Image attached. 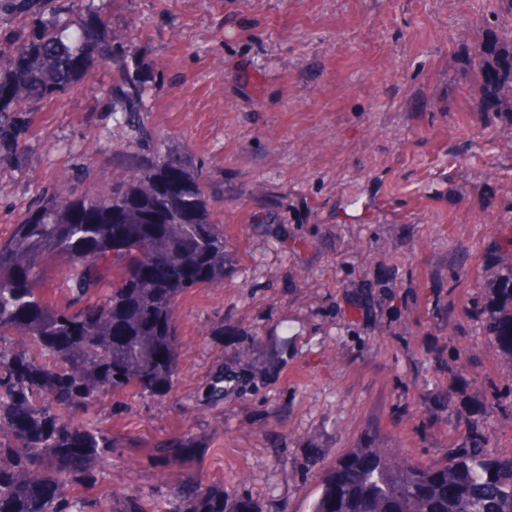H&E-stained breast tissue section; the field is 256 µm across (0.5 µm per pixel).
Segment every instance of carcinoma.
Returning <instances> with one entry per match:
<instances>
[{"label":"carcinoma","instance_id":"1","mask_svg":"<svg viewBox=\"0 0 512 512\" xmlns=\"http://www.w3.org/2000/svg\"><path fill=\"white\" fill-rule=\"evenodd\" d=\"M0 0L13 25L0 37V170L27 159L30 104L70 89L96 61L112 63V111L140 137L134 177L71 199L44 194L0 237V512H87L69 497L109 469L112 433L91 418L102 399L132 390L165 399L178 375L177 309L190 288L224 281L232 262L224 228L184 151L167 149L142 117L148 84L132 41L102 37L105 18L87 0ZM59 256L66 297L50 298L42 265ZM107 295L94 298L104 282ZM489 343L512 354V273L487 294ZM224 397L223 370L204 399ZM475 432L442 466L422 467L364 441L321 479L310 512H512V450L485 451ZM201 446L179 435L152 446L166 465ZM95 512H252L249 500L187 472L159 507L117 492Z\"/></svg>","mask_w":512,"mask_h":512}]
</instances>
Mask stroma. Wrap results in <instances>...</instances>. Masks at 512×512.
<instances>
[{
  "label": "stroma",
  "instance_id": "1",
  "mask_svg": "<svg viewBox=\"0 0 512 512\" xmlns=\"http://www.w3.org/2000/svg\"><path fill=\"white\" fill-rule=\"evenodd\" d=\"M93 7L163 74L146 125L193 154L234 260L180 300L168 398L99 412L120 442L112 482L73 496L166 501L148 449L182 434L204 443L193 472L254 512H309L365 437L438 466L477 412L488 451L512 448V361L470 305L512 271V0ZM34 109L27 163L0 173V236L45 191L111 186L117 150L136 151L110 64ZM219 369L224 399L205 402Z\"/></svg>",
  "mask_w": 512,
  "mask_h": 512
}]
</instances>
